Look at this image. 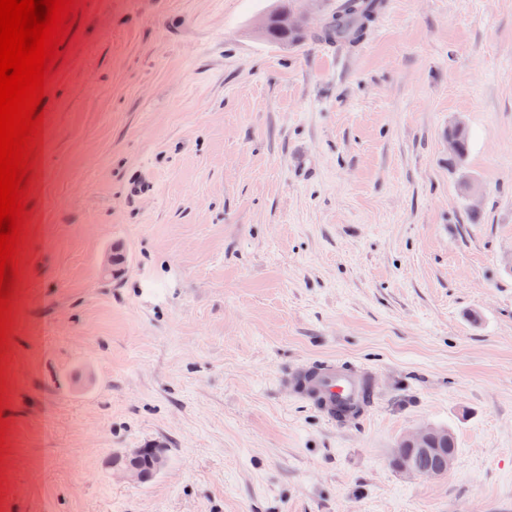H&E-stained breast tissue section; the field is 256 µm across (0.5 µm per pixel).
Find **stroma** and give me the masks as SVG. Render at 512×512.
<instances>
[{
    "label": "stroma",
    "mask_w": 512,
    "mask_h": 512,
    "mask_svg": "<svg viewBox=\"0 0 512 512\" xmlns=\"http://www.w3.org/2000/svg\"><path fill=\"white\" fill-rule=\"evenodd\" d=\"M80 4L0 347V512H512V0H386L354 47L317 37L344 0H297L288 44L276 0ZM316 359L368 371L365 420L280 384ZM424 425L445 478L391 463ZM153 442L151 482L112 471Z\"/></svg>",
    "instance_id": "obj_1"
}]
</instances>
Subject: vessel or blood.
I'll return each instance as SVG.
<instances>
[{
  "label": "vessel or blood",
  "instance_id": "vessel-or-blood-1",
  "mask_svg": "<svg viewBox=\"0 0 512 512\" xmlns=\"http://www.w3.org/2000/svg\"><path fill=\"white\" fill-rule=\"evenodd\" d=\"M366 378L365 369L331 361L293 369L281 383L311 400L329 425L346 427L371 407L364 391Z\"/></svg>",
  "mask_w": 512,
  "mask_h": 512
}]
</instances>
